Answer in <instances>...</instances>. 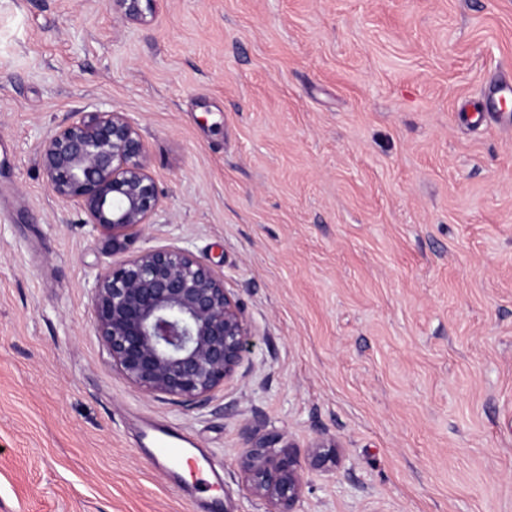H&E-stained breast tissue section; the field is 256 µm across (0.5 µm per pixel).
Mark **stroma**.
Segmentation results:
<instances>
[{
	"instance_id": "obj_1",
	"label": "stroma",
	"mask_w": 512,
	"mask_h": 512,
	"mask_svg": "<svg viewBox=\"0 0 512 512\" xmlns=\"http://www.w3.org/2000/svg\"><path fill=\"white\" fill-rule=\"evenodd\" d=\"M509 75L512 0H0V512H267L240 466L266 434L296 512H512V125L460 110ZM95 110L160 191L122 253L38 153ZM167 247L255 334L202 405L143 393L93 322L96 274ZM149 423L204 457L163 480ZM158 0H110L112 11L132 20L142 19L145 10H152Z\"/></svg>"
}]
</instances>
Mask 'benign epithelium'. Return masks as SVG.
<instances>
[{"instance_id": "obj_1", "label": "benign epithelium", "mask_w": 512, "mask_h": 512, "mask_svg": "<svg viewBox=\"0 0 512 512\" xmlns=\"http://www.w3.org/2000/svg\"><path fill=\"white\" fill-rule=\"evenodd\" d=\"M155 2L109 0L132 20ZM39 154L51 192L83 211L114 252L141 234L160 204L144 143L124 112H78L41 143ZM92 315L113 366L146 394L186 406L209 401L253 344L252 327L224 277L176 247L109 265L92 287ZM240 464L268 512H295L300 464L284 436L252 442Z\"/></svg>"}]
</instances>
